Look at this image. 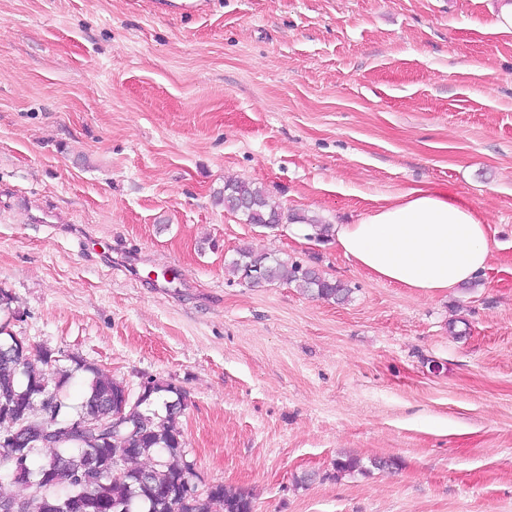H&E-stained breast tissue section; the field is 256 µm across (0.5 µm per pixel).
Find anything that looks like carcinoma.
<instances>
[{
	"label": "carcinoma",
	"instance_id": "cac0c4a2",
	"mask_svg": "<svg viewBox=\"0 0 512 512\" xmlns=\"http://www.w3.org/2000/svg\"><path fill=\"white\" fill-rule=\"evenodd\" d=\"M216 201L239 214L245 223L277 227L282 213L258 187L228 181ZM229 272L251 287L275 281L294 283L308 295L343 302L349 289L323 278L316 270L258 252L237 250ZM0 437L16 432L22 420L35 421L51 412L56 438L48 443L32 439L17 448L0 445V474L11 483L31 489L28 495L0 490L1 500H21L25 512H253L251 496L215 484L198 491L194 465L186 454L179 418L186 392L154 381L138 401L126 406L124 425L108 441L82 432L78 419L105 416L110 403L128 386L112 374L69 357L71 367L46 352L31 357L0 326ZM91 375L83 399L67 402L62 395L72 373Z\"/></svg>",
	"mask_w": 512,
	"mask_h": 512
}]
</instances>
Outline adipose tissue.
<instances>
[{
  "instance_id": "ef3b65f1",
  "label": "adipose tissue",
  "mask_w": 512,
  "mask_h": 512,
  "mask_svg": "<svg viewBox=\"0 0 512 512\" xmlns=\"http://www.w3.org/2000/svg\"><path fill=\"white\" fill-rule=\"evenodd\" d=\"M333 232L338 250L354 266L422 296L475 281L491 256L490 228L482 216L434 187L410 188Z\"/></svg>"
}]
</instances>
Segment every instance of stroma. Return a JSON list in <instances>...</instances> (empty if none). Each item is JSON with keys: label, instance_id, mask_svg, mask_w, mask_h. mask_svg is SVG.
Segmentation results:
<instances>
[{"label": "stroma", "instance_id": "1", "mask_svg": "<svg viewBox=\"0 0 512 512\" xmlns=\"http://www.w3.org/2000/svg\"><path fill=\"white\" fill-rule=\"evenodd\" d=\"M498 0H0V322L132 392L181 387L199 489L254 512H512V36ZM261 187L269 230L216 204ZM448 190L476 285L371 279L293 218ZM349 288L226 270L238 248ZM358 458L360 470L334 462Z\"/></svg>", "mask_w": 512, "mask_h": 512}]
</instances>
